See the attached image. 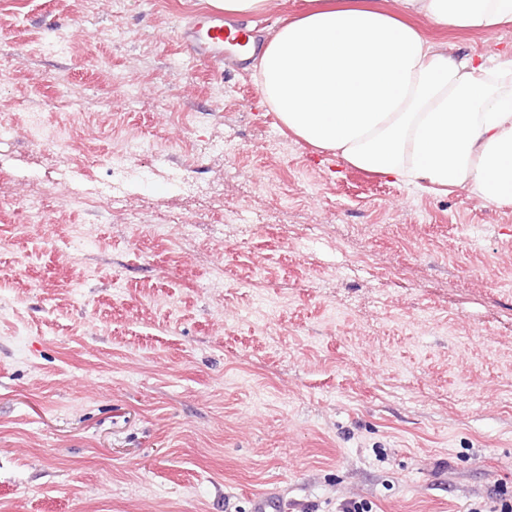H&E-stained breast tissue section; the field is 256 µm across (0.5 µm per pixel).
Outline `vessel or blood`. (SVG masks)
I'll return each mask as SVG.
<instances>
[{
	"label": "vessel or blood",
	"instance_id": "b4317fda",
	"mask_svg": "<svg viewBox=\"0 0 512 512\" xmlns=\"http://www.w3.org/2000/svg\"><path fill=\"white\" fill-rule=\"evenodd\" d=\"M183 32L190 37L193 53L198 58L220 63L224 60L225 47L235 46L242 52L239 64L247 62L245 53L252 45L253 33L243 25L225 24L223 12L191 16Z\"/></svg>",
	"mask_w": 512,
	"mask_h": 512
}]
</instances>
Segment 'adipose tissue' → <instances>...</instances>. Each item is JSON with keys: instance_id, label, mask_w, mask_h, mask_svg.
I'll return each instance as SVG.
<instances>
[{"instance_id": "ef3b65f1", "label": "adipose tissue", "mask_w": 512, "mask_h": 512, "mask_svg": "<svg viewBox=\"0 0 512 512\" xmlns=\"http://www.w3.org/2000/svg\"><path fill=\"white\" fill-rule=\"evenodd\" d=\"M267 43L258 86L283 125L347 164L429 193L512 206V56H453L411 24L512 27V0H306Z\"/></svg>"}]
</instances>
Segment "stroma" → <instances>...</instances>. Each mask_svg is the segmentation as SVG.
<instances>
[{
    "label": "stroma",
    "mask_w": 512,
    "mask_h": 512,
    "mask_svg": "<svg viewBox=\"0 0 512 512\" xmlns=\"http://www.w3.org/2000/svg\"><path fill=\"white\" fill-rule=\"evenodd\" d=\"M207 7L0 0V512H479L512 492V207L322 159L189 55ZM131 139L158 157L78 205Z\"/></svg>",
    "instance_id": "35a3bbf8"
}]
</instances>
